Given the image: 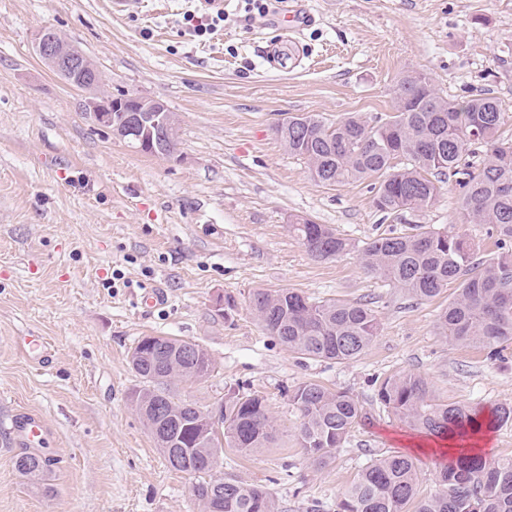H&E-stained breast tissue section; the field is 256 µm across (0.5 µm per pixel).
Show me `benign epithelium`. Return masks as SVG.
Segmentation results:
<instances>
[{"label": "benign epithelium", "instance_id": "benign-epithelium-1", "mask_svg": "<svg viewBox=\"0 0 512 512\" xmlns=\"http://www.w3.org/2000/svg\"><path fill=\"white\" fill-rule=\"evenodd\" d=\"M34 49L41 60L64 80L81 90H92L87 104L95 120L112 132L113 137L127 142L132 148L159 151L162 156L181 158L178 143L169 140L158 143L160 130L176 131L177 119L166 106L153 98L125 94L119 115L112 113V99L100 92V72L86 56L70 45L61 35L41 30L34 39Z\"/></svg>", "mask_w": 512, "mask_h": 512}]
</instances>
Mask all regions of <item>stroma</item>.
Masks as SVG:
<instances>
[{
    "instance_id": "35a3bbf8",
    "label": "stroma",
    "mask_w": 512,
    "mask_h": 512,
    "mask_svg": "<svg viewBox=\"0 0 512 512\" xmlns=\"http://www.w3.org/2000/svg\"><path fill=\"white\" fill-rule=\"evenodd\" d=\"M247 3L223 0V26L197 37L185 21L197 0H128L120 13L110 0H0V512H199L195 476L168 467L131 404L142 382L128 355L144 336L207 350L209 377L181 383L180 398L208 410L238 390L264 398L273 446L225 449L214 473L266 487L282 512H336L361 467L406 452L415 430L376 402L386 376L419 374L448 402L512 404V343L496 359L439 336L452 289L413 297L369 274L356 249L317 260L289 230L304 215L357 248L424 224L496 257L488 225L462 223L456 180L427 209L386 218L368 182H315L272 131L298 114L374 121L393 113L403 77L423 73L445 96L495 98L511 141L512 0H302L304 56L278 69L265 50L288 45L286 0L264 17ZM44 28L91 59L109 93L164 102L181 159L98 125L87 92L35 54ZM260 289L369 304L381 330L356 360L300 358L253 315ZM154 290L164 302L143 308ZM228 297L224 316L216 305ZM23 336L39 337L48 360L20 349ZM308 380L372 415L322 468L294 438L288 392ZM16 415L47 430L35 449L52 461L42 479L14 468L27 447L3 425Z\"/></svg>"
}]
</instances>
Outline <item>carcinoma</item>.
I'll list each match as a JSON object with an SVG mask.
<instances>
[{"mask_svg": "<svg viewBox=\"0 0 512 512\" xmlns=\"http://www.w3.org/2000/svg\"><path fill=\"white\" fill-rule=\"evenodd\" d=\"M398 98L405 107L370 125L357 115L326 124L315 115L290 116L274 127L288 142V153L305 160L315 177L331 185L372 180L375 207L385 216L431 206L440 192L439 177L459 178L466 222L488 224L501 252L496 259L476 257L460 233L415 224L402 234L375 237L358 248L364 268L417 298L438 296L459 282L454 298L438 318L439 335L460 346H501L512 342V141L497 137L500 106L492 97L458 102L430 81L407 76ZM485 148L474 162L472 146ZM289 229L317 259H334L355 249L327 224L297 216ZM252 311L269 334L293 352L312 360L338 363L360 357L379 334V321L366 304L312 301L290 289L259 290ZM129 363L143 386L131 401L157 447L174 471L195 475L193 494L206 512H280L275 498L260 486L212 474L223 447L254 453L274 441L273 421L262 397L233 392L224 398L221 428L206 422V411L181 399L174 387L210 375L207 352L190 341L146 336ZM300 413L295 438L304 457L326 466L351 432L370 413L347 391L305 381L289 391ZM377 401L408 426L460 443L490 426L512 423V404H499L483 417L481 405L437 399L425 378L404 372L384 378ZM51 460L25 453L15 460L23 476H35ZM417 460L399 452L368 462L338 503L336 512H512V459L463 453L439 471L441 491L416 499Z\"/></svg>", "mask_w": 512, "mask_h": 512, "instance_id": "1", "label": "carcinoma"}]
</instances>
